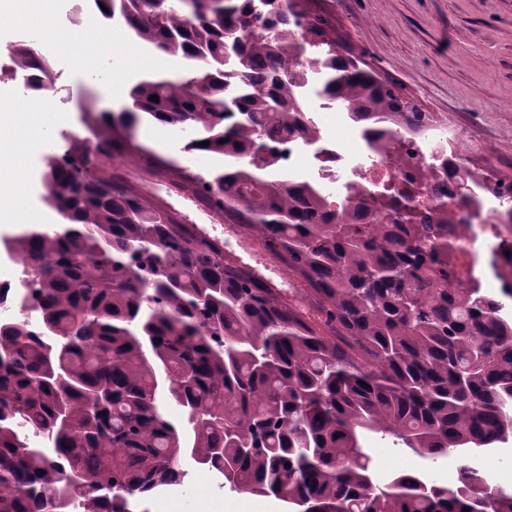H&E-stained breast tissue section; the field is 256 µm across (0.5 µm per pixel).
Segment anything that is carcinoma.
<instances>
[{
  "label": "carcinoma",
  "mask_w": 512,
  "mask_h": 512,
  "mask_svg": "<svg viewBox=\"0 0 512 512\" xmlns=\"http://www.w3.org/2000/svg\"><path fill=\"white\" fill-rule=\"evenodd\" d=\"M94 2L187 70L142 80L131 107L95 117V142L46 157L44 202L67 223L0 238L36 284L21 308L39 322L0 316V512H147L133 505L183 483L186 458L290 512H512V489L467 464L452 485L376 483L368 447L381 433L434 459L512 440V178L462 165L447 187L451 144L421 167L405 138L428 117L308 0H271L269 20L249 0ZM302 39L319 48L321 93L407 189L349 183L331 209L318 186L279 171L274 149L253 153L319 137L297 74L277 72ZM229 56L245 86L233 127ZM34 57L14 45L16 67ZM145 119L188 132V151L229 158L202 177L206 191L305 288L283 300L113 164L146 153L131 135ZM487 194L498 206L486 223L511 252L497 293L474 278L469 248Z\"/></svg>",
  "instance_id": "cac0c4a2"
}]
</instances>
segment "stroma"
Here are the masks:
<instances>
[{"mask_svg": "<svg viewBox=\"0 0 512 512\" xmlns=\"http://www.w3.org/2000/svg\"><path fill=\"white\" fill-rule=\"evenodd\" d=\"M312 12L327 16L337 34L381 78L397 83L401 93L429 118L431 136L455 135L470 168L493 167L512 177V0H311ZM59 27L75 44L68 52L49 51L59 91L49 100L52 121L44 123L30 158L29 205L43 210L46 193L43 158L62 150L67 138H88L90 114L122 112L127 88L150 75L175 76L185 69L177 58L155 54L129 31L90 9L87 0H56ZM150 57L145 69L127 67L125 50ZM134 138L159 156L199 174L223 168L216 154L185 151L188 135L179 127L144 122ZM159 196L186 213L195 226L221 240L225 255L287 292L297 283L285 263L265 251L255 233L238 224L211 223L209 217L167 188ZM370 454L378 478L394 473L426 476L454 483L469 463L490 480L512 486V445L486 454L421 457L374 438ZM264 497L221 488L217 475L190 469L183 485L148 500L147 512H260Z\"/></svg>", "mask_w": 512, "mask_h": 512, "instance_id": "1", "label": "stroma"}]
</instances>
